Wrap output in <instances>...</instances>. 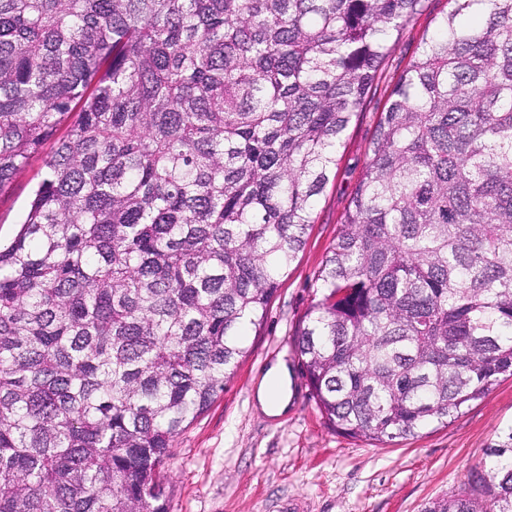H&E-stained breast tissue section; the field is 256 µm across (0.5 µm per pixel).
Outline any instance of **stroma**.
Listing matches in <instances>:
<instances>
[{"label": "stroma", "mask_w": 512, "mask_h": 512, "mask_svg": "<svg viewBox=\"0 0 512 512\" xmlns=\"http://www.w3.org/2000/svg\"><path fill=\"white\" fill-rule=\"evenodd\" d=\"M448 8V0H422L388 53L343 137L306 245L281 277L260 330L250 332L247 354L223 393L175 438L165 464L170 512H276V504L288 498L300 502L301 512H423L437 499L480 496L477 477L489 470L487 449L512 426V377H500L485 398L448 425H431L400 442L372 443L326 424L293 346L299 322L320 294L317 272L366 167L390 91ZM53 149L46 142L0 193L1 241L18 232ZM279 359L290 369L291 403L282 416L271 417L257 405L255 390Z\"/></svg>", "instance_id": "35a3bbf8"}]
</instances>
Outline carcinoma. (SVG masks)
<instances>
[{"instance_id": "1", "label": "carcinoma", "mask_w": 512, "mask_h": 512, "mask_svg": "<svg viewBox=\"0 0 512 512\" xmlns=\"http://www.w3.org/2000/svg\"><path fill=\"white\" fill-rule=\"evenodd\" d=\"M380 114L293 343L326 423L446 426L512 376V0H448ZM421 0H0V512H170ZM481 503L512 512V431ZM54 149V140L47 141L39 155L21 167L11 187L0 194V240H11L20 228L26 214L30 192L45 174V160Z\"/></svg>"}]
</instances>
